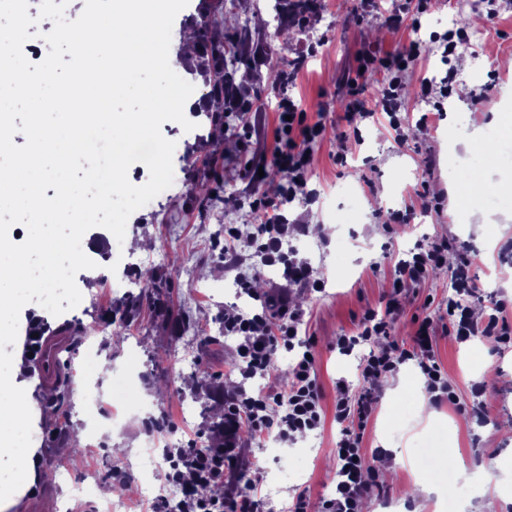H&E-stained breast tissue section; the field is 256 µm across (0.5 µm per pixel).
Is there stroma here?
<instances>
[{
  "mask_svg": "<svg viewBox=\"0 0 512 512\" xmlns=\"http://www.w3.org/2000/svg\"><path fill=\"white\" fill-rule=\"evenodd\" d=\"M38 20L11 49L26 56L30 45H40L53 61L59 79L78 74L80 61L66 47L42 42L43 28L64 23L89 7L90 0H26ZM274 0H239L236 21L228 22L226 35L246 33L253 44L235 74L246 88L245 99L262 112L258 123L247 122L233 112L224 115V135L217 138L205 113L165 111L132 144L128 154L126 191L104 199L85 172L100 168L112 156L111 141L98 152L76 156L69 180L87 199L88 250L70 261L64 288L54 292L31 291L9 312L0 326V362L24 358L30 348L28 330L41 325L45 332L66 326L73 342L62 355V369L75 386L60 407L81 439L70 448L66 439L45 424V385L29 373L17 376L19 400L28 413L18 434L19 443L35 449L51 482L35 481L8 512H28L33 502L45 512H99L112 485H124L132 500L128 512H158L161 493L167 488L165 465L149 457L152 448H184L205 440L214 415L222 414L219 395L246 386L247 390H282L281 375L290 374L294 354L280 352V377L241 382L233 351L238 337L225 335L224 311L249 308L252 301L241 295L233 274L224 269L221 248L224 227L238 225L243 235L259 225L255 210L240 197L253 184L254 165L270 161L276 107L281 95L298 100L309 117L325 127L313 152L309 184L321 195L313 204L297 203L286 212L289 220L319 225L320 233L289 238L295 260L309 263L327 281L326 294L295 296L305 312L302 326L314 337L317 377L325 409H332L335 382L349 380L351 396L362 385L357 355L346 357L331 344L342 333H352L362 312L380 307L390 291L394 265L408 252L430 243L448 241V262L434 270L418 295L409 296L395 321L391 339L410 343L416 317L426 316L438 328L436 358L455 386L461 404L471 402V385L486 386L488 413L485 421L470 419L445 406L435 409L432 421L417 416L422 375L413 365L381 382L383 396L369 420L363 438L366 452L384 450L391 468L383 480L384 491L362 502L361 512H464L459 486L465 478L459 467L475 468L496 459L503 467L495 480L506 482L505 496H489L479 512H512V350L500 349L494 339L477 337L456 344L444 336L448 322L446 303L453 295V269L460 253L473 261L472 276L477 297L469 298L475 314H483L490 301L512 303V205L489 211L476 202V221L498 225L501 239L491 259H484V240L469 226L450 223L449 193L464 177L486 176L496 183L512 184V167L506 166L486 136H472L469 115L480 111L488 128L499 127V118L512 114V73L499 60L512 57V10H502L489 20V0H469L458 8L457 0H431L426 13L408 16L395 25L390 16L394 0H377L371 13L360 10L359 0H317L307 31H277ZM460 27L481 32V43H467L453 57L459 73L453 95L444 112L430 113L420 96L426 81H439L445 72L430 41L431 33ZM322 33L316 56L299 70L286 90L256 82L255 72L269 65L295 59L308 45V31ZM419 41L421 55L409 70L401 97L410 122L428 119V134L400 146L382 116L361 123L353 134L342 116L351 85L372 100L383 72L361 74L363 50L386 51ZM167 148L162 171L146 163L141 145ZM345 152L347 162L333 161ZM431 155L435 165L423 170L420 159ZM178 180L167 192L156 195V185L170 175ZM440 198V210L430 209ZM409 217L393 223V213ZM173 266V285L160 297H141L132 315L117 311L118 300L140 295V275ZM107 372H100V365ZM99 381L102 393L96 407L84 406L88 382ZM443 434L453 482H440L420 474L413 450L429 433ZM339 437L334 418H326L322 433L288 444L271 433L240 435L249 457L239 485L258 500L259 512H288L294 497L307 496L311 512H321L324 500L336 489L337 461L333 454ZM139 460L153 470L154 487L141 489L127 461ZM91 481L86 496L74 487Z\"/></svg>",
  "mask_w": 512,
  "mask_h": 512,
  "instance_id": "35a3bbf8",
  "label": "stroma"
}]
</instances>
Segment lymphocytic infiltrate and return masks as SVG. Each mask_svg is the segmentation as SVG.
<instances>
[{
    "label": "lymphocytic infiltrate",
    "instance_id": "f902f5d3",
    "mask_svg": "<svg viewBox=\"0 0 512 512\" xmlns=\"http://www.w3.org/2000/svg\"><path fill=\"white\" fill-rule=\"evenodd\" d=\"M419 54L420 46L414 42L407 50L394 53L378 50L366 58L367 67L379 65L388 71L375 105L385 112L390 125L398 132L403 129L399 116L403 79ZM323 131V124L310 122L307 112L294 98H280L272 157L274 167L287 173L288 180L281 186L278 196L270 197L256 191L249 195L250 206L262 211L265 217L260 229L252 236L244 239L235 225L224 227V268L239 273L241 287L250 285L249 279L240 274L248 261L254 260L261 266L282 270L276 294L264 296L260 310L248 313L228 308L224 311L225 335L241 339L235 350L240 362V375L246 380L271 375L278 351L285 350L297 354L293 381L284 393L252 394L242 388L225 393V447L195 443L185 448L169 449L166 479L180 488L177 512H255L252 499L239 488L227 489L220 498H204L195 491L196 486L220 482L225 476L239 473L241 456L237 436L242 424H249L257 432H276L284 441L324 427L323 394L315 376V343L312 338L301 337L303 313L290 301L291 291L318 292L324 282L315 277L310 265L295 263L285 249L288 237L305 232L306 227L289 223L281 212L282 201L289 198L300 196L308 203L316 201V192L308 188L313 162L311 146L322 137ZM447 253V242L440 241L399 261L394 267L393 287L385 309H365L356 335H341L336 339V351L345 356L351 355L356 347L373 343L380 337L387 338L388 343L361 358L358 370L364 387L358 399L350 398L347 379L336 381L334 418L340 427V437L334 454L339 469L336 494L324 502L323 512H359L363 499L380 488L376 476L383 472L386 458L377 453L372 460H365L363 435L381 399L382 378L396 373L408 362H415L434 403L453 407L459 404L452 384L435 357L436 328L432 320L426 317L418 320L412 345L405 346L390 339L393 315L402 312L408 293L419 292L430 273L447 262ZM470 267L471 261L465 256L456 264V295L448 300L445 331L459 344L485 336L493 338L500 348L511 350L512 320L507 317V310L511 307L505 301L496 300L491 303L488 313L478 317L471 306L462 301L463 296L476 293ZM274 404L282 407V415L271 416L270 407ZM187 471L194 477L193 484L184 481L183 474Z\"/></svg>",
    "mask_w": 512,
    "mask_h": 512
}]
</instances>
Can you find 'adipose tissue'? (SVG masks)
<instances>
[{
    "label": "adipose tissue",
    "instance_id": "adipose-tissue-1",
    "mask_svg": "<svg viewBox=\"0 0 512 512\" xmlns=\"http://www.w3.org/2000/svg\"><path fill=\"white\" fill-rule=\"evenodd\" d=\"M102 2L103 9L75 14L65 24L42 32L44 42L65 45L77 54L82 62L78 82L59 83L49 62L34 69L20 61L0 68V79L20 83L32 106L27 145L0 162V185H12L21 208L35 223L62 224L70 229L68 239L52 245L40 237H30L21 252L0 244V315L31 289L28 255H45L43 284L66 277L55 255L68 251L71 240L82 236L86 212L83 197L65 174L78 154L90 151L89 132L105 127L114 132L110 176L102 181L96 171L87 174L108 198L125 189L127 144L152 125L156 113L168 109L191 112L196 108L195 100L176 82L152 88L150 106L137 112H112L103 106L105 98L136 90L140 73L172 71L174 54L166 23L168 0ZM103 57L112 62L107 76L98 66ZM46 172L58 176L56 196L50 201L43 200L37 189V175ZM16 387L15 368L0 366V460L23 461L22 477L0 481V512H6L17 496L30 488L35 473L34 450L18 448L12 438L23 422L15 401Z\"/></svg>",
    "mask_w": 512,
    "mask_h": 512
}]
</instances>
